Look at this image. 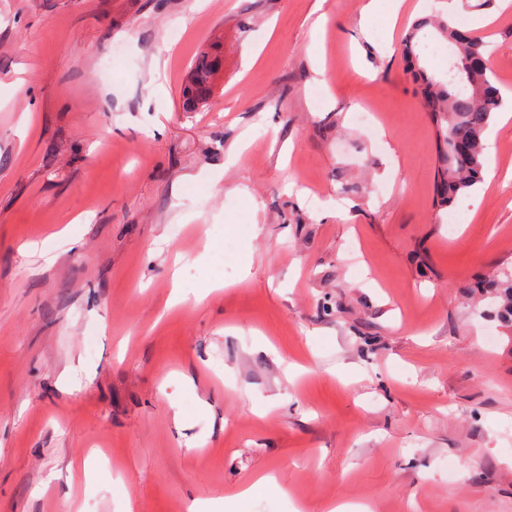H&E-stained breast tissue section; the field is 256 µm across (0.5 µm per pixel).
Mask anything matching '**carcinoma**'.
<instances>
[{
  "instance_id": "obj_1",
  "label": "carcinoma",
  "mask_w": 512,
  "mask_h": 512,
  "mask_svg": "<svg viewBox=\"0 0 512 512\" xmlns=\"http://www.w3.org/2000/svg\"><path fill=\"white\" fill-rule=\"evenodd\" d=\"M433 27L454 48L456 77L443 81L421 65L417 32ZM457 26L451 19L431 16L414 23L413 31L402 44V56L413 68L425 106L438 126L435 201L450 207L459 195L482 182L484 169V134L503 105L497 77L488 66L468 69L469 58L486 59L487 43L477 37L456 42ZM222 61L218 44L200 53L194 60L183 96L186 106L202 104L213 95V73ZM489 287L498 291L501 315L512 323V279L493 281Z\"/></svg>"
}]
</instances>
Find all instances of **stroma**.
Masks as SVG:
<instances>
[{
    "label": "stroma",
    "instance_id": "1",
    "mask_svg": "<svg viewBox=\"0 0 512 512\" xmlns=\"http://www.w3.org/2000/svg\"><path fill=\"white\" fill-rule=\"evenodd\" d=\"M366 2L0 0V512H512V122L449 223L398 52L441 0ZM457 23L512 92V12ZM222 61L220 44L211 47V51L201 52L194 60L188 82L184 85L183 96L186 107L205 103L213 95V73Z\"/></svg>",
    "mask_w": 512,
    "mask_h": 512
}]
</instances>
